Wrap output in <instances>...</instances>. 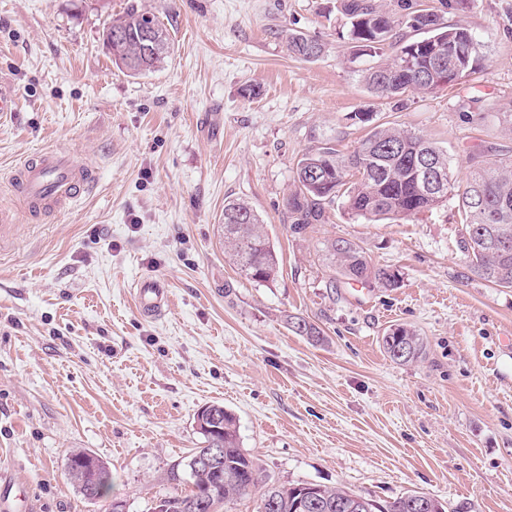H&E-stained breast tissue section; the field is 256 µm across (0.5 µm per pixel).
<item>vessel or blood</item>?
Segmentation results:
<instances>
[{"mask_svg": "<svg viewBox=\"0 0 512 512\" xmlns=\"http://www.w3.org/2000/svg\"><path fill=\"white\" fill-rule=\"evenodd\" d=\"M92 180V168L78 160L74 152L61 149L44 150L16 166L9 176L11 185L32 211L66 210ZM133 296L139 311L147 317L162 315L170 304L167 284L154 276L138 280Z\"/></svg>", "mask_w": 512, "mask_h": 512, "instance_id": "1", "label": "vessel or blood"}]
</instances>
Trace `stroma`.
Returning a JSON list of instances; mask_svg holds the SVG:
<instances>
[{
    "instance_id": "obj_1",
    "label": "stroma",
    "mask_w": 512,
    "mask_h": 512,
    "mask_svg": "<svg viewBox=\"0 0 512 512\" xmlns=\"http://www.w3.org/2000/svg\"><path fill=\"white\" fill-rule=\"evenodd\" d=\"M167 28L159 71L118 68L100 36L129 2ZM448 23L486 42L469 77L379 98L339 33L336 0H0V475L27 512H107L67 473L83 449L112 471L109 498L151 512L186 463L204 405L224 404L240 446L276 483L341 487L382 504L414 490L446 512H512V289L470 273L455 199L415 218L366 222L334 208L291 232L300 156L325 138L351 152L369 113L447 150L464 181L481 146L512 154V0H470ZM321 40L289 55L282 31ZM74 151L96 182L69 209L27 212L8 171L44 148ZM249 203L280 259L269 284L224 252V202ZM357 242L397 288L341 278L325 246ZM164 279L146 319L133 284ZM325 336L315 344L288 319ZM394 324L426 343L399 365ZM403 344L407 352V357L396 358L393 355V348L396 345ZM382 347L385 354L394 362L409 363L421 357L425 350L423 339L415 330L404 325H392L391 328L382 337Z\"/></svg>"
}]
</instances>
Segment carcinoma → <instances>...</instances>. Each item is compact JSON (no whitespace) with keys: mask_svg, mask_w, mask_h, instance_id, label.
I'll list each match as a JSON object with an SVG mask.
<instances>
[{"mask_svg":"<svg viewBox=\"0 0 512 512\" xmlns=\"http://www.w3.org/2000/svg\"><path fill=\"white\" fill-rule=\"evenodd\" d=\"M339 11L352 43L374 58L362 70L368 89L378 97H401L409 93L427 95L455 84L452 71L461 79L475 72L484 57V42L468 28L444 22V16L425 13L419 0H340ZM154 25L164 35L163 46L153 55L141 47V29ZM421 31L412 39L403 29ZM102 43L115 62L134 75L155 72L170 54L166 28L137 4L128 5L123 15L102 30ZM288 52L303 61L320 58L324 45L317 38L296 32L285 34ZM422 161L434 165L435 187L429 189L416 178L415 167ZM458 196L462 225V248L468 268L476 277L500 288H512V245L500 248L494 235L502 233L512 241V155L482 161L467 178L463 190L456 189L448 153L423 136L407 129L383 124L367 132L350 154L336 149L330 139L302 154L296 164L293 189L286 199L292 233L301 235L312 224H323L335 204L368 222L408 219L437 208L451 194ZM224 248L239 273L257 283L276 280L280 267L274 245L263 229L260 215L243 201L224 204ZM331 264L345 279L371 282L382 288H397L399 274L387 266L374 265L359 244L348 239L326 245ZM291 330L312 341L322 331L307 319L291 316ZM405 345L407 355L396 358L393 348ZM385 354L394 362L409 363L423 354V339L415 330L393 325L382 336ZM219 416V432L201 433L206 448L224 449V478L199 466L205 448H195L187 462L191 490L172 491L162 497L154 512H216L219 505L257 492L260 500L276 502L271 512H293L301 484L271 483L258 460L240 446L235 416L219 403L210 404ZM92 459L85 450L72 453L68 473L84 498V461ZM314 512H440L406 493L384 506L338 487L317 485Z\"/></svg>","mask_w":512,"mask_h":512,"instance_id":"1","label":"carcinoma"}]
</instances>
